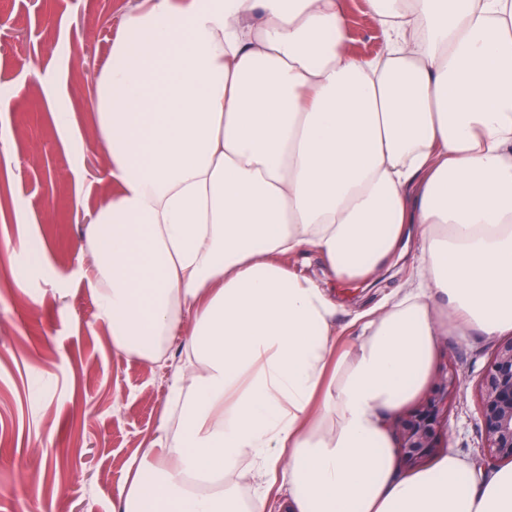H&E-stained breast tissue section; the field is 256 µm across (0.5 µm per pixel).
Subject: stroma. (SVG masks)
<instances>
[{
  "label": "stroma",
  "instance_id": "obj_1",
  "mask_svg": "<svg viewBox=\"0 0 512 512\" xmlns=\"http://www.w3.org/2000/svg\"><path fill=\"white\" fill-rule=\"evenodd\" d=\"M137 0H0V512H24L35 497L49 512H113L133 459L150 448L165 417L183 337L150 363L112 346L86 274L85 226L108 186L106 152L73 145L57 126L70 110L90 129L94 76L107 62L124 15ZM352 51L375 56L383 42L363 0H345ZM46 84H38V77ZM42 247L38 265L19 251ZM404 239L393 262L367 281L332 279L320 259L309 274L336 302V329L404 285L418 251ZM27 268L25 280L13 271ZM494 340L474 333L437 339L433 367L457 364L464 378L450 415L448 453L493 476L479 452L475 387Z\"/></svg>",
  "mask_w": 512,
  "mask_h": 512
}]
</instances>
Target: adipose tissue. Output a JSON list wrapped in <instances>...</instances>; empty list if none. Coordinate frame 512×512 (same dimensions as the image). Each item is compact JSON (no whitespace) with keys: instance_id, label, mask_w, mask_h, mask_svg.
I'll return each instance as SVG.
<instances>
[{"instance_id":"1","label":"adipose tissue","mask_w":512,"mask_h":512,"mask_svg":"<svg viewBox=\"0 0 512 512\" xmlns=\"http://www.w3.org/2000/svg\"><path fill=\"white\" fill-rule=\"evenodd\" d=\"M149 2L96 76L88 273L113 347L156 362L184 331L187 360L118 512H267L273 487L295 512H512V467L402 473L388 425L442 332L512 334V0H364L375 57L345 0ZM413 224L405 291L337 347L296 258L364 280ZM364 0H345L349 22V47L352 51L375 56L382 52L379 23L365 11Z\"/></svg>"}]
</instances>
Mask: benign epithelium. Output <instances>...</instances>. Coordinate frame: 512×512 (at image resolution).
<instances>
[{"instance_id": "obj_1", "label": "benign epithelium", "mask_w": 512, "mask_h": 512, "mask_svg": "<svg viewBox=\"0 0 512 512\" xmlns=\"http://www.w3.org/2000/svg\"><path fill=\"white\" fill-rule=\"evenodd\" d=\"M461 387L460 371L448 365L436 387L391 423L396 451L410 468H418L448 447L449 414ZM478 430L482 453L490 464L512 463V336L501 338L476 384Z\"/></svg>"}]
</instances>
